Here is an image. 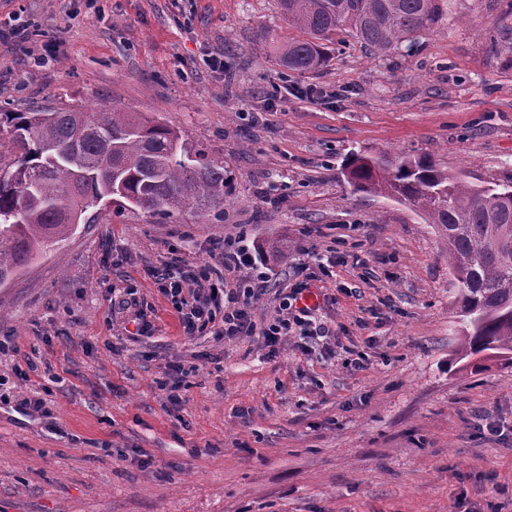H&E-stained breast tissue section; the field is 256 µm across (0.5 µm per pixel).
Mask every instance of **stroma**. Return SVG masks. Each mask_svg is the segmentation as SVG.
Returning a JSON list of instances; mask_svg holds the SVG:
<instances>
[{"mask_svg": "<svg viewBox=\"0 0 512 512\" xmlns=\"http://www.w3.org/2000/svg\"><path fill=\"white\" fill-rule=\"evenodd\" d=\"M507 26L512 0H448L412 52L343 33L299 74L276 0H0V112H136L227 179L221 219L114 202L0 286V512H512V366L457 362L447 238L344 170L427 155L512 184ZM241 247L270 281L256 320L304 281L332 337L185 335L153 271Z\"/></svg>", "mask_w": 512, "mask_h": 512, "instance_id": "obj_1", "label": "stroma"}]
</instances>
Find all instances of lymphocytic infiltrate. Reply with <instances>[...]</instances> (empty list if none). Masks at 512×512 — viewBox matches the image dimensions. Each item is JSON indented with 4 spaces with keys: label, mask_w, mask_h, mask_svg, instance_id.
<instances>
[{
    "label": "lymphocytic infiltrate",
    "mask_w": 512,
    "mask_h": 512,
    "mask_svg": "<svg viewBox=\"0 0 512 512\" xmlns=\"http://www.w3.org/2000/svg\"><path fill=\"white\" fill-rule=\"evenodd\" d=\"M155 279L189 336L205 330L227 339L257 334L274 349L288 336L325 334L316 323L315 307L303 302L307 290L303 283L280 292L278 313L272 320H255L252 309L267 294L269 280L244 248L221 252L190 270L156 272Z\"/></svg>",
    "instance_id": "f902f5d3"
}]
</instances>
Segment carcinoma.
I'll return each instance as SVG.
<instances>
[{
	"mask_svg": "<svg viewBox=\"0 0 512 512\" xmlns=\"http://www.w3.org/2000/svg\"><path fill=\"white\" fill-rule=\"evenodd\" d=\"M305 37L279 53L282 67L310 73L329 59L337 33L374 55L409 50L441 22L448 0H277ZM13 159L0 168V281L99 211L113 192L163 218H218L224 161L191 150L177 132L134 112H1ZM355 187L406 201L448 235L466 323L458 361L481 370L487 355L512 365V189L451 177L429 156L351 155Z\"/></svg>",
	"mask_w": 512,
	"mask_h": 512,
	"instance_id": "obj_1",
	"label": "carcinoma"
}]
</instances>
